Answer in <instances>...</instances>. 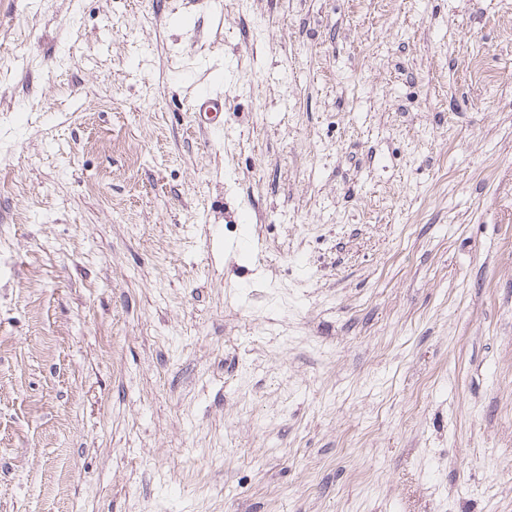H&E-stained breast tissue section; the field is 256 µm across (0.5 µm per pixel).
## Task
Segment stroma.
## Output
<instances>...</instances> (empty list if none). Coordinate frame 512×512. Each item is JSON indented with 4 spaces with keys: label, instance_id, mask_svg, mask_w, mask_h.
<instances>
[{
    "label": "stroma",
    "instance_id": "obj_1",
    "mask_svg": "<svg viewBox=\"0 0 512 512\" xmlns=\"http://www.w3.org/2000/svg\"><path fill=\"white\" fill-rule=\"evenodd\" d=\"M0 512H512V0H0ZM194 112L198 115L201 122L215 128L223 129V107L221 99L209 90L207 87H201L197 90L194 97Z\"/></svg>",
    "mask_w": 512,
    "mask_h": 512
}]
</instances>
